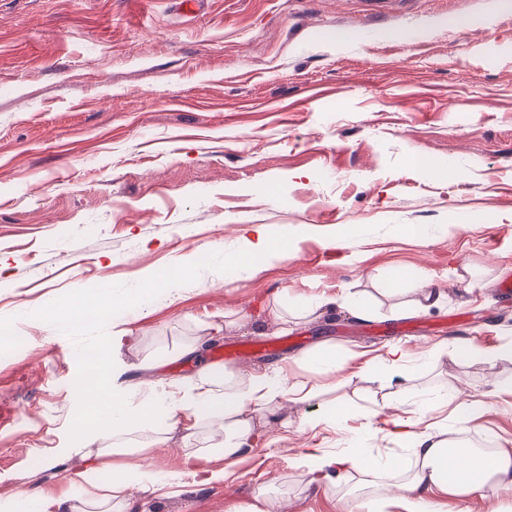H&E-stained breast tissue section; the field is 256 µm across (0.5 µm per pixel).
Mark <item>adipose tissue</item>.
Masks as SVG:
<instances>
[{
    "instance_id": "obj_1",
    "label": "adipose tissue",
    "mask_w": 512,
    "mask_h": 512,
    "mask_svg": "<svg viewBox=\"0 0 512 512\" xmlns=\"http://www.w3.org/2000/svg\"><path fill=\"white\" fill-rule=\"evenodd\" d=\"M287 251L286 243L256 226L249 228L245 250L231 263L255 268L262 260ZM311 396L304 384L289 383L280 369L245 373L205 369L193 379L160 381L128 395L95 393L77 422V431L90 442L109 437L116 443L148 431L154 434L155 444L163 445L177 425L194 427L203 420H222L224 438L213 451L203 455L188 450L180 461L179 474L192 475L196 483L205 484L245 453L256 428L255 418H262L268 427L276 423L272 405L277 399L304 402ZM423 414L419 407L405 409L403 416L389 419L383 430L385 436L406 442L408 458L381 463L356 452L332 456L308 451L299 455L298 463L315 482L333 484L357 474L366 486L392 489L404 512H425L426 496L436 489L452 496L478 495L490 484L512 489V454L465 452L456 464H449L450 441L421 428ZM172 486L168 477L129 465L112 471V484L105 492L86 488L81 496L97 512H123L129 488L164 498L171 495Z\"/></svg>"
}]
</instances>
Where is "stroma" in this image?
Returning a JSON list of instances; mask_svg holds the SVG:
<instances>
[{
    "instance_id": "1",
    "label": "stroma",
    "mask_w": 512,
    "mask_h": 512,
    "mask_svg": "<svg viewBox=\"0 0 512 512\" xmlns=\"http://www.w3.org/2000/svg\"><path fill=\"white\" fill-rule=\"evenodd\" d=\"M253 225L287 241V256L226 268ZM185 262L173 289L144 290ZM399 271L438 290L439 307L393 289ZM508 274L512 0H202L192 15L180 0H0V324L27 338L0 352V501L69 489L86 446L74 437L94 379L86 347L110 393L191 377L216 349L256 340L276 348L235 370L287 360L289 381L314 390L277 401L286 428L257 429L231 481L135 491L133 512H247L261 492L285 512H367L379 490L315 486L295 459L358 441L407 455L380 434L401 387L453 444L512 453V396L492 392L512 359L454 353L512 334ZM104 293L111 315L69 319L71 303ZM339 296L370 316L337 307L281 331L279 316ZM324 341L341 369L294 365ZM394 345L396 378L382 366ZM457 387L480 405L464 432L435 404ZM338 401L348 413L323 424ZM223 435L206 422L110 461L164 474L175 449ZM111 468L92 483L110 484ZM427 502L512 512V490Z\"/></svg>"
}]
</instances>
